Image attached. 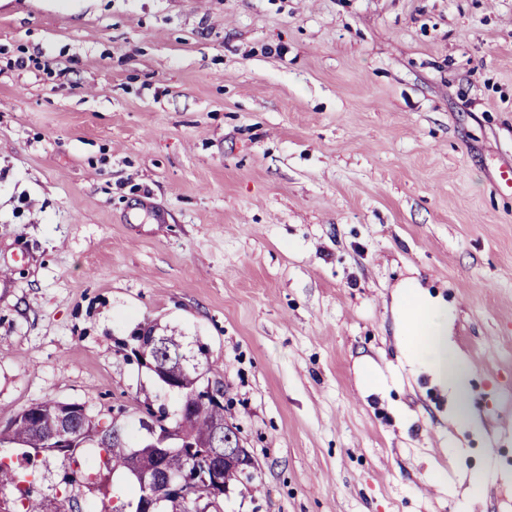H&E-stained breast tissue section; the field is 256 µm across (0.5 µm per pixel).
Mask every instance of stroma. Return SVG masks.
Wrapping results in <instances>:
<instances>
[{
  "label": "stroma",
  "mask_w": 512,
  "mask_h": 512,
  "mask_svg": "<svg viewBox=\"0 0 512 512\" xmlns=\"http://www.w3.org/2000/svg\"><path fill=\"white\" fill-rule=\"evenodd\" d=\"M508 164L512 0H0V431L175 409L118 346L156 323L253 457L224 512H512ZM408 278L480 429L401 352Z\"/></svg>",
  "instance_id": "stroma-1"
}]
</instances>
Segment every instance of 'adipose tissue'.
<instances>
[{"label": "adipose tissue", "instance_id": "adipose-tissue-1", "mask_svg": "<svg viewBox=\"0 0 512 512\" xmlns=\"http://www.w3.org/2000/svg\"><path fill=\"white\" fill-rule=\"evenodd\" d=\"M403 347L410 362L423 367L450 392L458 409L469 405V382L462 362L448 340L450 312L416 279L406 280L396 294Z\"/></svg>", "mask_w": 512, "mask_h": 512}]
</instances>
